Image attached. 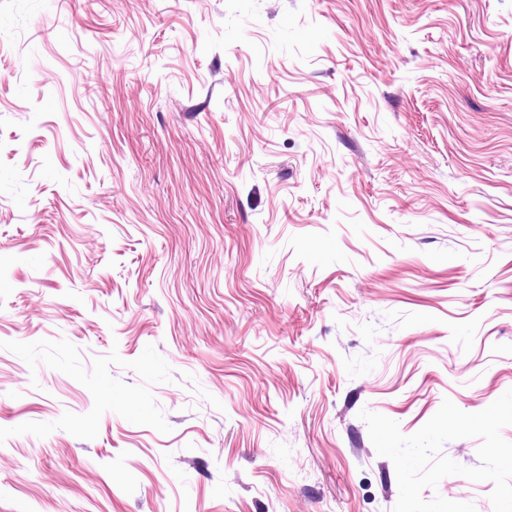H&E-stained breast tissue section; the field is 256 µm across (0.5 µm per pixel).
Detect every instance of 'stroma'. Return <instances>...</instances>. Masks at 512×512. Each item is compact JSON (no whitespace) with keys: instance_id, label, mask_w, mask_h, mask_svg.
Wrapping results in <instances>:
<instances>
[{"instance_id":"stroma-1","label":"stroma","mask_w":512,"mask_h":512,"mask_svg":"<svg viewBox=\"0 0 512 512\" xmlns=\"http://www.w3.org/2000/svg\"><path fill=\"white\" fill-rule=\"evenodd\" d=\"M511 389L512 0H0V512H393L360 411Z\"/></svg>"}]
</instances>
